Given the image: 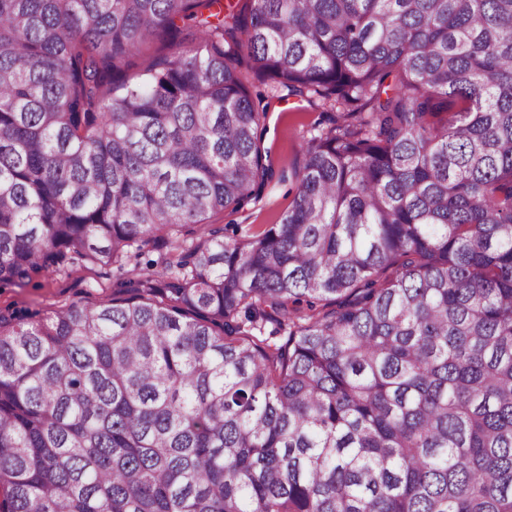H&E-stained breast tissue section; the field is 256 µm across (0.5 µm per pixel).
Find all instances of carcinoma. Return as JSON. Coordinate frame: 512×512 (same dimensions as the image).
Listing matches in <instances>:
<instances>
[{
  "label": "carcinoma",
  "mask_w": 512,
  "mask_h": 512,
  "mask_svg": "<svg viewBox=\"0 0 512 512\" xmlns=\"http://www.w3.org/2000/svg\"><path fill=\"white\" fill-rule=\"evenodd\" d=\"M242 55L343 123L197 236L269 177ZM155 241L0 312V512H512V0H0V284ZM171 50L162 42L155 41L149 44L146 48L135 54L131 58L132 65L127 72V75L132 78L138 76V74H142L146 69H148L153 62L157 61L159 58L168 55ZM163 251L161 244L144 246L141 255L123 269L117 267H92L75 263L61 271L38 277L24 286L0 284V311L6 309L20 312H38L48 315L64 303L96 305L112 297L116 285L130 275L128 271L136 266L145 272L161 271L158 265L150 266ZM138 263V264H137Z\"/></svg>",
  "instance_id": "obj_1"
}]
</instances>
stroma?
<instances>
[{
  "mask_svg": "<svg viewBox=\"0 0 512 512\" xmlns=\"http://www.w3.org/2000/svg\"><path fill=\"white\" fill-rule=\"evenodd\" d=\"M237 66L251 91L263 96L261 105L267 118L260 132L261 145L268 155L272 175L259 200L240 211L211 217V224L223 228L228 237L257 234L279 223L297 190L304 139L329 128L337 117L320 98L292 96L284 89L271 90L269 85L261 83L247 58H239ZM127 274L124 268L75 263L21 287L0 284V311L47 315L65 303L96 305L110 299L116 285Z\"/></svg>",
  "mask_w": 512,
  "mask_h": 512,
  "instance_id": "obj_1",
  "label": "stroma"
}]
</instances>
